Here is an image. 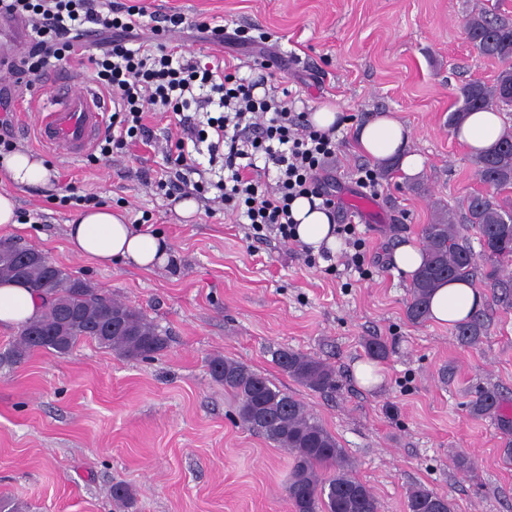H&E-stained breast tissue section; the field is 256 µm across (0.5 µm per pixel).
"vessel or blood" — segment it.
Instances as JSON below:
<instances>
[{
  "label": "vessel or blood",
  "mask_w": 512,
  "mask_h": 512,
  "mask_svg": "<svg viewBox=\"0 0 512 512\" xmlns=\"http://www.w3.org/2000/svg\"><path fill=\"white\" fill-rule=\"evenodd\" d=\"M30 105L42 114L37 126L40 139L63 156L84 155L104 128V100L75 88L72 76L63 72L52 78L47 101L34 99Z\"/></svg>",
  "instance_id": "vessel-or-blood-1"
}]
</instances>
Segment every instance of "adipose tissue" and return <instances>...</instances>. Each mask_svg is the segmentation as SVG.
<instances>
[{"instance_id": "adipose-tissue-1", "label": "adipose tissue", "mask_w": 512, "mask_h": 512, "mask_svg": "<svg viewBox=\"0 0 512 512\" xmlns=\"http://www.w3.org/2000/svg\"><path fill=\"white\" fill-rule=\"evenodd\" d=\"M502 130V117L493 110L468 114L453 135L472 153L493 146ZM410 130L395 113L379 114L356 128L359 149L381 162L398 163L405 177L413 178L423 170L419 155L410 152ZM8 174L9 183L0 187V228L17 227L15 189L54 186L55 171L32 153L19 149L0 162ZM292 216L297 223V240L312 248L337 249L335 226L329 215L313 208L307 198H297L292 204ZM70 251L87 257L102 266L121 261L143 269L164 264L169 246L165 239L137 230L125 216L103 205L79 213L68 226ZM480 302L476 289L467 282L443 284L431 298V318L442 325H455L467 320ZM42 310L41 298L30 288L16 282L0 283V325L22 326L37 317Z\"/></svg>"}]
</instances>
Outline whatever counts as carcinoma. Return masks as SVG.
Here are the masks:
<instances>
[{"mask_svg":"<svg viewBox=\"0 0 512 512\" xmlns=\"http://www.w3.org/2000/svg\"><path fill=\"white\" fill-rule=\"evenodd\" d=\"M465 34L483 56L504 68L495 83L471 82L460 88V105L448 115L455 126L474 111L495 107L512 112V20L480 9L471 13ZM476 174L495 190L512 188V127L503 128L495 145L475 156ZM467 227L475 231L480 250L462 241L460 225L450 212L437 213L423 230V264L413 275L406 306L409 321L429 319V302L441 283L481 280L495 301L512 305V208L476 193L465 200ZM22 280L44 300L39 316L27 323L8 351L19 363L36 350L67 355L83 340L115 350L126 358L150 359L167 346V337L141 312L107 297L87 281L76 278L44 258L35 248L0 242V281ZM463 345L479 342L486 332L482 313L455 328ZM276 365L300 384L317 392L336 389V372L322 360L294 350L272 352ZM213 379L236 400L240 423L293 457L288 480L291 512H377L370 488L350 474L345 451L336 438L310 415L301 400L272 383L265 375L223 357L210 361ZM503 399L494 389L479 391L471 412L496 418L512 429L502 413ZM406 512H451L448 496L425 487L409 492Z\"/></svg>","mask_w":512,"mask_h":512,"instance_id":"obj_1","label":"carcinoma"}]
</instances>
